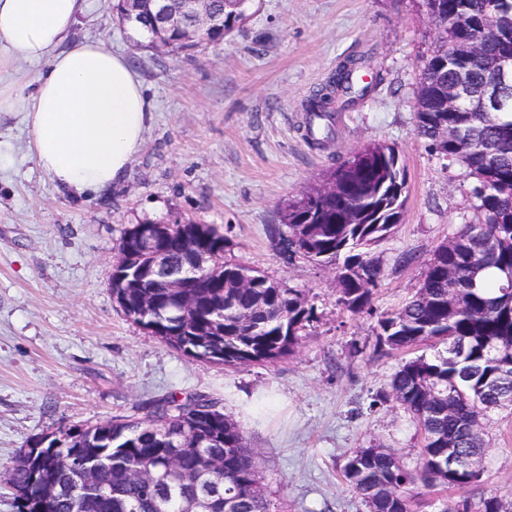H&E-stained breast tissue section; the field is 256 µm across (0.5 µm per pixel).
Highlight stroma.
<instances>
[{"label": "stroma", "instance_id": "1", "mask_svg": "<svg viewBox=\"0 0 512 512\" xmlns=\"http://www.w3.org/2000/svg\"><path fill=\"white\" fill-rule=\"evenodd\" d=\"M73 39L103 38L128 57L153 121L126 180L109 196H60L31 159L22 114L0 151V512H16L7 473L43 433L136 414L177 394L221 399L256 452L261 486L278 512H369L343 477L359 448L393 449L414 468L422 437L396 402L373 405L403 352L372 359L376 317L419 285L435 249L473 219V183L442 169L417 138L415 101L432 46L424 0H253L248 18L220 45L175 55L136 46L113 0H87ZM366 57L375 89L334 113L328 140L307 136L306 99L350 57ZM374 144L404 165V216L371 249L384 270L373 314L338 305L336 274L303 256L284 262L268 229L317 177ZM214 224L224 259L302 290L315 321L291 355L228 367L193 360L126 317L108 273L134 224L170 218ZM410 264H399L401 254ZM488 445L472 502L512 499V409L483 422Z\"/></svg>", "mask_w": 512, "mask_h": 512}]
</instances>
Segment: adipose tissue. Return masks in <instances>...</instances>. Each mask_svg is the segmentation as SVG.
I'll return each mask as SVG.
<instances>
[{
	"mask_svg": "<svg viewBox=\"0 0 512 512\" xmlns=\"http://www.w3.org/2000/svg\"><path fill=\"white\" fill-rule=\"evenodd\" d=\"M85 0H0V74L46 62L34 78L0 81V112L23 113L32 160L77 201L122 183L152 120L127 58L105 39L70 42Z\"/></svg>",
	"mask_w": 512,
	"mask_h": 512,
	"instance_id": "adipose-tissue-1",
	"label": "adipose tissue"
}]
</instances>
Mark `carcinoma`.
<instances>
[{"mask_svg":"<svg viewBox=\"0 0 512 512\" xmlns=\"http://www.w3.org/2000/svg\"><path fill=\"white\" fill-rule=\"evenodd\" d=\"M250 2L212 0L224 28L202 29L192 42L171 31L162 42L174 52L218 44L242 21ZM426 5L448 14V25L436 32L433 54L424 60L415 134L431 154L448 132V162L474 179L475 220L435 250L416 292L377 321L374 353L379 357L429 342L437 349L430 358L421 355L402 364L387 394L424 435L417 465L407 469L391 449L372 446L356 451L344 467L345 481L370 512H411L422 487L456 491L477 485L458 464L483 448L470 413L478 388L500 380L501 364L512 360V84L503 88L502 111H473L491 78L487 62L512 56V0H426ZM477 35L480 56H459ZM364 66L361 58L340 65L307 99L310 119L329 120L332 104L344 109L368 96L373 84L354 75ZM461 75L470 95L450 112L440 93ZM331 181L338 192L322 193V183ZM406 192L398 152L383 144L365 147L288 202L282 225L269 229L272 247L286 262L301 254L335 268L341 304L352 313L369 311L382 269L367 247L400 223ZM205 231L196 243L176 224L163 242L172 264L190 269L196 287L139 288L123 275L120 259L111 283L116 302L133 322L195 360L210 355L238 366L288 357L299 332L313 321V308L299 290L247 265L224 262V233L213 224ZM489 268L500 276L491 286L478 279ZM505 406H512V377L486 397L488 411ZM144 410L143 418L115 417L80 431L85 454L102 463L83 485L60 471H45V482L58 487L50 512H273L255 453L219 400L197 395L179 402L171 394L148 402ZM141 472L151 474L149 491ZM28 480L20 454L9 483L20 491ZM443 512H512V506L490 496L475 509L465 497Z\"/></svg>","mask_w":512,"mask_h":512,"instance_id":"1","label":"carcinoma"}]
</instances>
